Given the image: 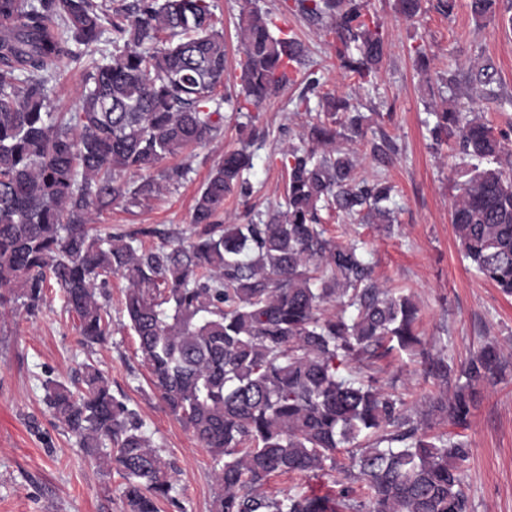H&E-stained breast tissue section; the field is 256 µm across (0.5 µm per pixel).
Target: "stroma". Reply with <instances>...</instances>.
<instances>
[{
  "mask_svg": "<svg viewBox=\"0 0 512 512\" xmlns=\"http://www.w3.org/2000/svg\"><path fill=\"white\" fill-rule=\"evenodd\" d=\"M244 0H213L224 29L226 68L224 127L221 135L197 149L191 158L170 159L187 174L158 199L131 207L113 206L101 226L112 232L139 233L151 249L189 237L195 199L210 168L225 149L239 144L238 128L253 124L264 137L254 147L252 194L224 203V221L244 224L258 213L279 210L284 198V173L274 160L315 122V112L298 106V86H286L263 104L261 111H238L234 82L244 58L237 37ZM256 8L287 31H294L306 49V69L322 76V92L349 99L365 117L364 134L341 140L366 179L387 178L395 187L399 209L390 227L353 224L327 215L323 225L336 242L366 243L373 276L380 287L406 289L420 308L418 331L424 354L453 362L466 360L487 340L512 347V297L469 265L451 224V204L461 159L453 144H436L427 124L432 103L449 98L447 88L429 86L430 73L467 74L476 63L497 70L500 97L488 100L479 86H458L472 96L476 114L496 130L512 135V28L476 25L465 5L444 17L427 0L418 21L399 19L395 0H368V11L388 30L390 46L372 92L359 89L355 78L340 68L320 23L286 11L284 0H255ZM425 43L429 69L421 71L411 51ZM390 139L396 150L386 156L376 144ZM112 334L94 348L83 347L77 321L64 307L59 288L49 290L34 315L24 310L0 312V512H126L123 480L96 467L74 437L59 426L44 403V383H70L81 365L94 361L109 380L113 394L136 409L144 429L172 466L176 505L161 503L160 512H212L219 487L211 477L213 461L193 433L157 404L148 373L136 354V338L122 310L125 283L111 277ZM383 383L404 394L412 418L428 417L433 433L448 431L442 415H426L431 398L452 395V388L427 380L421 356L396 350L378 361ZM465 435L471 454L461 477L472 512H512V375L486 389Z\"/></svg>",
  "mask_w": 512,
  "mask_h": 512,
  "instance_id": "stroma-1",
  "label": "stroma"
}]
</instances>
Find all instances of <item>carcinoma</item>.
I'll return each instance as SVG.
<instances>
[{"label":"carcinoma","mask_w":512,"mask_h":512,"mask_svg":"<svg viewBox=\"0 0 512 512\" xmlns=\"http://www.w3.org/2000/svg\"><path fill=\"white\" fill-rule=\"evenodd\" d=\"M479 26H512V0H467ZM292 9L322 23L345 71L374 83L389 46L383 25L362 0H294ZM423 0H397L413 21ZM72 112L53 96L64 69L99 52ZM244 61L236 82L240 108L259 110L303 65V43L250 10L239 27ZM224 32L212 0H0V308L20 301L34 314L45 291L61 288L85 345L105 341L112 316L109 279L127 282L123 311L160 407L187 427L214 462L221 493L215 512H340L352 509L365 482L368 512H469L460 466L469 455L459 430L469 427L481 389L512 366L497 343L460 367L428 359L425 374L453 397L431 400L456 433L431 435L404 399L379 384L375 361L420 344L412 298L379 287L364 247L325 237L319 212L336 210L391 224L394 187L358 175L338 139L362 135L346 99L319 97L324 118L281 153L288 175L286 210L246 224L223 222L224 201L252 192L253 153L228 149L195 201L194 236L156 249L134 233L89 235L112 205L137 206L176 184L190 156L222 130ZM469 84L494 97L487 63ZM308 105L321 78L301 81ZM452 97L434 109L435 140L453 141L465 160L451 221L463 255L478 274L512 297V151L507 138ZM337 305L339 312L327 313ZM73 391L45 381L46 402L99 466L124 480L131 512H158L173 500L170 463L158 454L139 413L117 399L94 364ZM336 497L261 488L271 477L335 468Z\"/></svg>","instance_id":"1"}]
</instances>
